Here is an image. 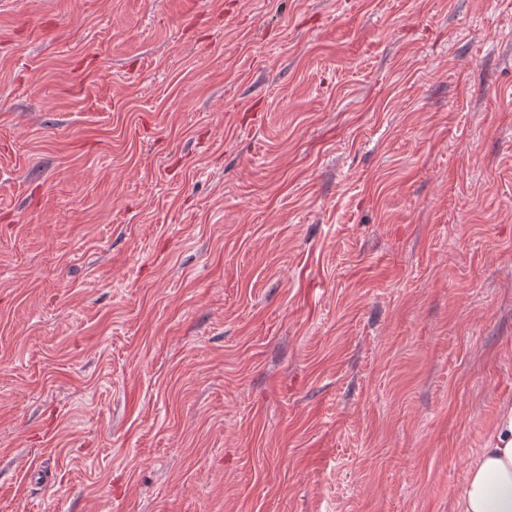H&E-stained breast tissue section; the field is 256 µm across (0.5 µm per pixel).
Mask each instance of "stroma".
I'll return each instance as SVG.
<instances>
[{
	"label": "stroma",
	"mask_w": 512,
	"mask_h": 512,
	"mask_svg": "<svg viewBox=\"0 0 512 512\" xmlns=\"http://www.w3.org/2000/svg\"><path fill=\"white\" fill-rule=\"evenodd\" d=\"M512 407V0H0V512H452Z\"/></svg>",
	"instance_id": "1"
}]
</instances>
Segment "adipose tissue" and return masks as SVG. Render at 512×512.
Here are the masks:
<instances>
[{
  "mask_svg": "<svg viewBox=\"0 0 512 512\" xmlns=\"http://www.w3.org/2000/svg\"><path fill=\"white\" fill-rule=\"evenodd\" d=\"M453 512H512V408L479 450L453 501Z\"/></svg>",
  "mask_w": 512,
  "mask_h": 512,
  "instance_id": "1",
  "label": "adipose tissue"
}]
</instances>
